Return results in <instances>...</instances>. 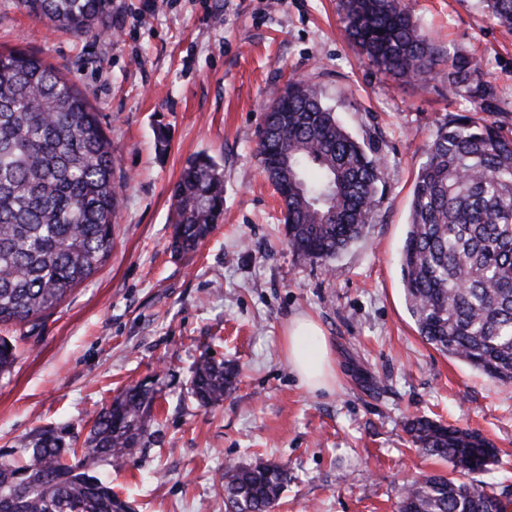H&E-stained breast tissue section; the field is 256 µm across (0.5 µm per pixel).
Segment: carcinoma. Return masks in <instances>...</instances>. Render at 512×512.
Masks as SVG:
<instances>
[{"mask_svg":"<svg viewBox=\"0 0 512 512\" xmlns=\"http://www.w3.org/2000/svg\"><path fill=\"white\" fill-rule=\"evenodd\" d=\"M512 29V0H484ZM28 14L77 36L106 27L111 0H19ZM349 41L379 72L405 82L449 64L448 94L491 114L496 95L481 61L439 51L414 21L408 0H340ZM260 135L263 171L282 202L288 246L328 263L361 237L379 194L381 161L340 123L316 85L288 80L267 105ZM96 109L53 64L23 49L0 50V325H36L111 256L119 192ZM172 248L193 252L224 213V175L205 154L189 160L172 189ZM407 309L423 342L512 383V136L480 117L443 123L412 192L402 248ZM18 360L0 336V376ZM235 364L202 358L189 381L203 407L231 395ZM155 392L126 389L77 437L43 428L22 443L21 460L0 454V512H128L101 479L137 460L154 424ZM412 441L463 475L495 462L477 432L420 416ZM290 477L275 461L224 468L225 512H272ZM400 512H504L485 483L433 474L408 484Z\"/></svg>","mask_w":512,"mask_h":512,"instance_id":"obj_1","label":"carcinoma"}]
</instances>
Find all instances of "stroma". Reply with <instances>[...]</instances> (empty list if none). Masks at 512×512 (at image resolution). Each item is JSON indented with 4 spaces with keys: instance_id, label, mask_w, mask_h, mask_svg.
<instances>
[{
    "instance_id": "35a3bbf8",
    "label": "stroma",
    "mask_w": 512,
    "mask_h": 512,
    "mask_svg": "<svg viewBox=\"0 0 512 512\" xmlns=\"http://www.w3.org/2000/svg\"><path fill=\"white\" fill-rule=\"evenodd\" d=\"M444 52L479 58L512 132V30L483 0H408ZM112 22L78 37L0 0V47L38 54L98 109L121 183L112 254L17 342L0 378V453L40 428L80 431L127 387L159 391L140 459L108 470L130 512H224V467L258 458L291 480L274 512H398L404 486L450 463L418 451L408 420L477 431L497 458L477 480L512 512V384L425 344L404 297L400 253L414 177L449 116L473 114L444 72L404 82L348 41L339 0H111ZM308 80L381 157L382 200L364 236L329 264L293 254L258 155L264 107ZM205 154L224 175V219L196 251L170 249L171 190ZM315 320L336 379L310 391L283 350ZM240 370L204 408L188 392L203 356Z\"/></svg>"
}]
</instances>
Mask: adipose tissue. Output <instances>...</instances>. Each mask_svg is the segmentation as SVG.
<instances>
[{"mask_svg": "<svg viewBox=\"0 0 512 512\" xmlns=\"http://www.w3.org/2000/svg\"><path fill=\"white\" fill-rule=\"evenodd\" d=\"M285 352L302 384L315 391L328 386L335 373L317 324L298 318L284 336Z\"/></svg>", "mask_w": 512, "mask_h": 512, "instance_id": "1", "label": "adipose tissue"}]
</instances>
